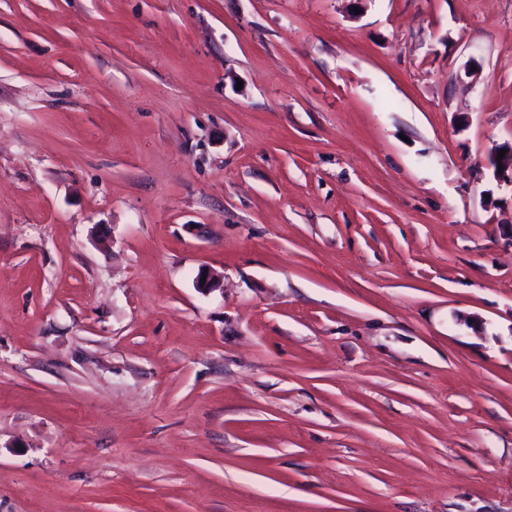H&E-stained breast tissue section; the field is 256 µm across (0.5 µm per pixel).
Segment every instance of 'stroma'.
Here are the masks:
<instances>
[{
  "mask_svg": "<svg viewBox=\"0 0 512 512\" xmlns=\"http://www.w3.org/2000/svg\"><path fill=\"white\" fill-rule=\"evenodd\" d=\"M507 143L512 0H0V512H512Z\"/></svg>",
  "mask_w": 512,
  "mask_h": 512,
  "instance_id": "stroma-1",
  "label": "stroma"
}]
</instances>
